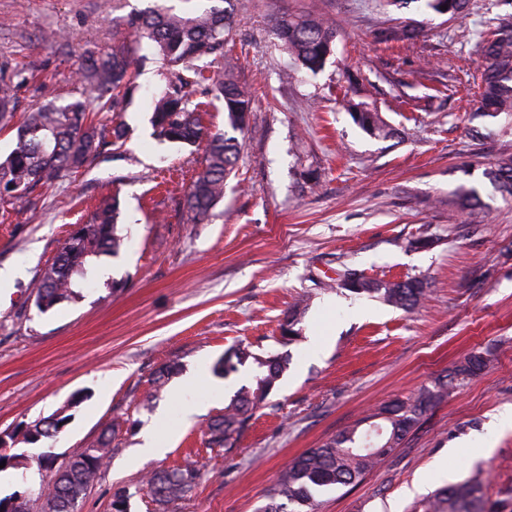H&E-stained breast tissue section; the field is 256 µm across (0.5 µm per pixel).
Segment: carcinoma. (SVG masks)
I'll use <instances>...</instances> for the list:
<instances>
[{"label": "carcinoma", "instance_id": "cac0c4a2", "mask_svg": "<svg viewBox=\"0 0 512 512\" xmlns=\"http://www.w3.org/2000/svg\"><path fill=\"white\" fill-rule=\"evenodd\" d=\"M220 5L197 11H178L164 3L128 21L137 41L153 43L158 54L172 68L174 81L154 103L152 125L163 140L185 145L195 144L204 134L199 104L192 100L191 88L204 86L205 93L224 103L229 126L242 132L251 112V97L232 76L209 72L198 62L224 54V44L233 39V18L239 0H218ZM426 8L451 18L463 14L469 0H425ZM271 33L295 65L313 74L321 71L336 44V28L314 12L282 16L274 20ZM481 59L478 100L475 111L490 117L504 113L512 117V15L498 19L487 35L476 40ZM135 60L129 49L115 46L102 57L82 60L76 74L94 95L98 110L117 107L118 93L133 84ZM24 68L8 77L0 75V125L7 126L16 112L18 89L28 82ZM366 131L386 136L391 133L378 112L366 106L353 113ZM127 131L117 123L105 132L94 124L86 97L58 105L49 102L25 113L17 127L16 144L0 157V203L5 194H32L49 188L63 174L86 166L107 144L123 143ZM240 155L238 140L224 133L211 136L202 171L191 184L184 200L190 220L201 223L224 198V185L234 172ZM493 187L512 197V151L503 150L494 166L484 172ZM460 208L473 213L482 209L477 190H460ZM119 204L105 203L91 219L79 224L69 234L61 250L41 271L35 286V305L45 313L68 302L84 287L91 272L103 256L116 257L126 244L127 236L118 228ZM343 277L352 287H337L355 295H368L388 306L405 312L415 310L427 295V283L419 277L405 280H377L355 269ZM306 307L296 304L288 310L281 324V338L290 342L300 336L296 326ZM493 351L469 355L449 374L432 386L424 387L405 398L394 399L379 411L345 428L316 448H310L290 460L275 486L266 495L267 503L257 512H313L323 492L351 485L385 461L408 433L430 411L448 397L463 381L474 377L494 362ZM255 366L253 382L241 387L202 428L210 448H232L239 434L252 419L286 371L289 357L283 353H255L237 347L224 354L217 363L218 373L228 377L246 363ZM64 419L40 418L27 426L26 434L38 442L55 438ZM110 445L103 434L81 453L58 463L50 454L39 457V469L48 472L41 512H78L80 503L98 480L108 454L100 449ZM201 473L196 461L187 459L167 470L151 471L144 485L155 506L170 512L186 499L198 485ZM482 480L475 474L466 482L437 490L429 499L426 512H485L480 506Z\"/></svg>", "mask_w": 512, "mask_h": 512}]
</instances>
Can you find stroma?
Instances as JSON below:
<instances>
[{"label": "stroma", "instance_id": "1", "mask_svg": "<svg viewBox=\"0 0 512 512\" xmlns=\"http://www.w3.org/2000/svg\"><path fill=\"white\" fill-rule=\"evenodd\" d=\"M154 0H0V64L45 76L19 91V109L76 97L81 56L128 38L127 21ZM316 10L336 27L325 67L298 70L269 34L280 16ZM512 14V0H471L452 18L421 0L387 11L379 0H240L233 43L216 69L254 93L242 157L208 223L194 224L184 193L205 144L160 140L153 101L170 71L148 44L117 111L97 127L129 128L87 168L43 192L0 205V268L24 273L0 288V438L11 452L64 459L100 434L112 452L80 512H151L143 475L193 455L202 477L179 512H257L288 461L395 398L448 373L470 353L496 348L493 367L449 395L361 481L318 497L315 512H424L434 492L484 477L493 512H512V429L489 430L512 409V198L485 178L512 119L475 115L477 33ZM60 34L45 42L47 32ZM375 108L391 129L365 131L349 112ZM477 187L485 209L463 213L456 192ZM117 201L129 236L71 301L39 312L35 282L68 233ZM429 246L408 247L416 238ZM349 267L375 279L424 277L422 306L407 314L337 290ZM308 306L299 340L282 343L284 314ZM282 351L290 364L232 448H208L202 426L249 384L251 365L225 377L226 350ZM174 365L155 398L153 375ZM205 371L209 384L181 390ZM200 407L185 422L186 405ZM63 428L49 444L23 442L49 415ZM165 452L138 463L145 432Z\"/></svg>", "mask_w": 512, "mask_h": 512}]
</instances>
